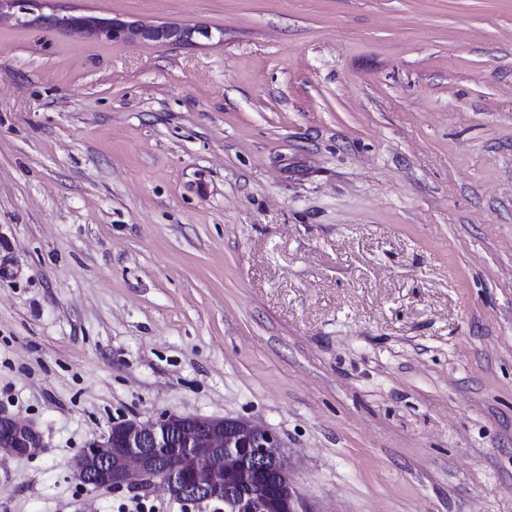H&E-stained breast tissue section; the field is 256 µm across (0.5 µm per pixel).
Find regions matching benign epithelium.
Instances as JSON below:
<instances>
[{
    "instance_id": "7a95c632",
    "label": "benign epithelium",
    "mask_w": 512,
    "mask_h": 512,
    "mask_svg": "<svg viewBox=\"0 0 512 512\" xmlns=\"http://www.w3.org/2000/svg\"><path fill=\"white\" fill-rule=\"evenodd\" d=\"M32 0H0V19L8 16L47 27L55 14H34ZM112 42L180 45L205 28L152 25L83 16L73 23ZM9 447L30 445L31 432L20 425L7 429ZM77 480L93 488L151 486L160 483L185 512L218 499L227 512H311L295 491L280 437L268 427L236 417L210 418L162 413L148 422H115L103 441L75 458Z\"/></svg>"
}]
</instances>
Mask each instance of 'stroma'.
Returning <instances> with one entry per match:
<instances>
[{
  "label": "stroma",
  "instance_id": "stroma-1",
  "mask_svg": "<svg viewBox=\"0 0 512 512\" xmlns=\"http://www.w3.org/2000/svg\"><path fill=\"white\" fill-rule=\"evenodd\" d=\"M0 21V512L113 422L246 417L313 512H512V0H39ZM31 6L32 1L30 0H1L0 20L7 15L14 19L15 22H24L27 25H37L44 28H47L50 21H52V24L54 23L57 14L52 13L49 15L40 13L34 16V11L30 8ZM70 27L89 30L91 33L112 42H137L180 45L194 43L196 36L210 39L211 31L205 28L152 25L137 21H123L120 19L103 20L92 16H82L80 20Z\"/></svg>",
  "mask_w": 512,
  "mask_h": 512
}]
</instances>
